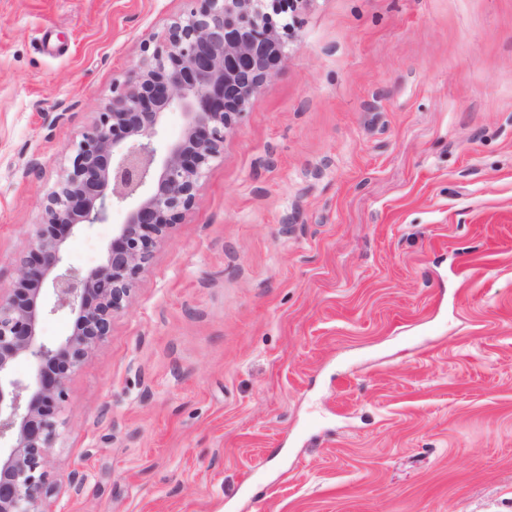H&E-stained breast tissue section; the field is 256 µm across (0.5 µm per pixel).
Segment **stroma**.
Instances as JSON below:
<instances>
[{
    "label": "stroma",
    "mask_w": 512,
    "mask_h": 512,
    "mask_svg": "<svg viewBox=\"0 0 512 512\" xmlns=\"http://www.w3.org/2000/svg\"><path fill=\"white\" fill-rule=\"evenodd\" d=\"M192 7L0 0L1 287L74 145ZM288 20L70 377L60 512H512V0ZM124 216L70 237V263Z\"/></svg>",
    "instance_id": "obj_1"
}]
</instances>
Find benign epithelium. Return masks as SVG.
<instances>
[{"label":"benign epithelium","mask_w":512,"mask_h":512,"mask_svg":"<svg viewBox=\"0 0 512 512\" xmlns=\"http://www.w3.org/2000/svg\"><path fill=\"white\" fill-rule=\"evenodd\" d=\"M134 71L75 145L58 189L43 203L31 260L0 291V512H56L47 501L50 449L71 373L110 332L156 238L196 200L198 182L251 97L285 59L273 18L287 0H198ZM182 112L180 139L163 143L165 115ZM127 209L102 261L65 263L72 234ZM66 314L73 331L46 344V314ZM34 362L28 378L14 365Z\"/></svg>","instance_id":"1"}]
</instances>
